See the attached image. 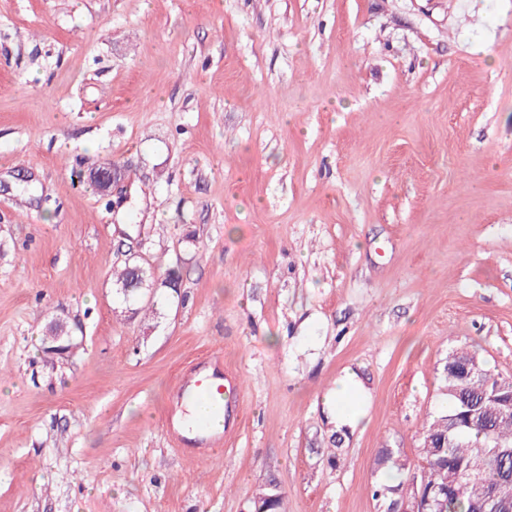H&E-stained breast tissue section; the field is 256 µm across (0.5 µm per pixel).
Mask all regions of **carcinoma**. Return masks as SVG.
<instances>
[{"instance_id":"1","label":"carcinoma","mask_w":512,"mask_h":512,"mask_svg":"<svg viewBox=\"0 0 512 512\" xmlns=\"http://www.w3.org/2000/svg\"><path fill=\"white\" fill-rule=\"evenodd\" d=\"M133 275L126 265L115 271V285L124 295L136 294L146 281ZM476 354L467 350L448 353L444 383L448 392V409L428 418L423 426L422 448L426 466L420 479L429 488L441 485L448 473L460 472L463 477L448 482L447 512H476L479 501L487 503L486 512H512V499L497 497L499 483L512 476V409H501V402L512 398V377L481 372L460 378L451 363L470 360ZM508 454L497 455L496 445ZM378 465L405 473L395 488L402 489L411 481L406 460L397 455L381 454ZM284 494L270 490L254 502V512H281Z\"/></svg>"}]
</instances>
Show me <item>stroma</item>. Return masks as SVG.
Segmentation results:
<instances>
[{"mask_svg": "<svg viewBox=\"0 0 512 512\" xmlns=\"http://www.w3.org/2000/svg\"><path fill=\"white\" fill-rule=\"evenodd\" d=\"M460 348L512 376V0H0V512H384ZM135 267H139L142 269L141 279H137L133 275V269ZM147 271L144 270L141 266H130L124 265L120 270L115 271V285L119 286L123 291L124 295L130 296L136 294L142 285L146 281ZM336 391L328 395L329 401L335 405L336 430H355L366 416L369 393L359 373L346 368L341 374ZM350 403L352 405L350 406ZM225 382L226 378L224 377V385H220L214 389L212 384L209 383L206 378L197 379L191 387V393L194 398L200 402L213 406L215 405L217 398L225 401L226 396L230 397L236 393V390L227 387Z\"/></svg>", "mask_w": 512, "mask_h": 512, "instance_id": "obj_1", "label": "stroma"}]
</instances>
